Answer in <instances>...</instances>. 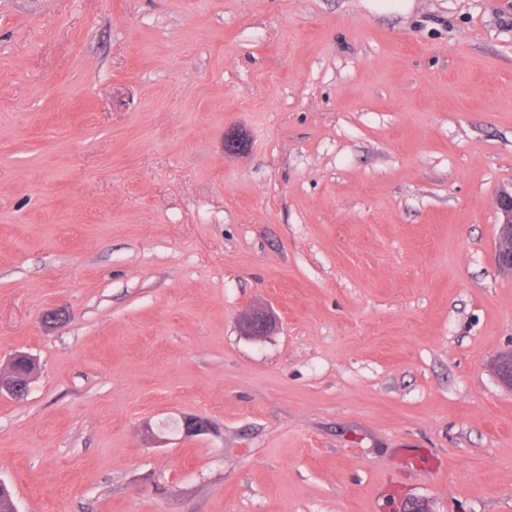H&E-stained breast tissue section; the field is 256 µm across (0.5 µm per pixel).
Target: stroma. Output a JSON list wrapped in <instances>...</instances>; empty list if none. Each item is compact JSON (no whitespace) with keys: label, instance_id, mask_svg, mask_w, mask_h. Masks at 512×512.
<instances>
[{"label":"stroma","instance_id":"1","mask_svg":"<svg viewBox=\"0 0 512 512\" xmlns=\"http://www.w3.org/2000/svg\"><path fill=\"white\" fill-rule=\"evenodd\" d=\"M510 187L512 0H0L18 512H512ZM499 214L495 249L502 267L512 270V189L503 190L495 201ZM275 317L266 309H257L250 313L242 322L243 330L250 336H265L274 327Z\"/></svg>","mask_w":512,"mask_h":512}]
</instances>
